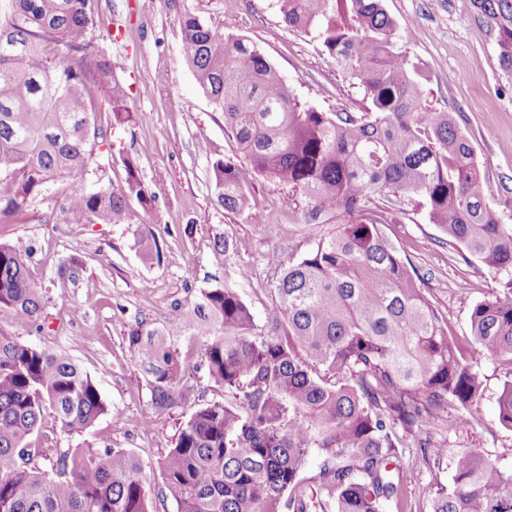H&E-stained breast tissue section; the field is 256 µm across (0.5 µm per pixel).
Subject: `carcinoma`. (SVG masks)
<instances>
[{"label":"carcinoma","mask_w":512,"mask_h":512,"mask_svg":"<svg viewBox=\"0 0 512 512\" xmlns=\"http://www.w3.org/2000/svg\"><path fill=\"white\" fill-rule=\"evenodd\" d=\"M0 20V224H9L49 182L86 171L102 136L88 96L110 106L112 126L132 120L129 93L92 33L98 0H9ZM283 23L313 32L364 90L362 110L322 112L302 104L267 54L250 40L192 14L178 17L182 52L245 161L212 163L217 201L238 212L259 176L306 199L305 224L336 230L297 260L273 252L279 272L263 325L231 282L180 304L162 328L138 322L128 346L148 377L143 419L190 408L163 459L177 512H382L402 491V434L438 456L428 427L453 428L480 409L483 381L459 339L424 296L421 277L383 225L395 201L422 199L440 226L487 269L507 275L503 293L470 312L477 352L512 366V224L490 208L492 187L455 113L434 111L396 51V23L382 0H278ZM512 69V0H473ZM49 45L65 48L61 57ZM126 177L69 201L78 223L136 224L156 195L130 156ZM146 263L162 249L136 241ZM33 249L0 241V312L41 331L43 288ZM203 340L197 365L177 347ZM205 367L224 390L200 402L192 382ZM512 430V380L496 400ZM65 434L94 427L108 407L68 356L21 344L0 330V512H156L145 466L123 448H43L32 442L44 412ZM320 455L313 500L303 470ZM431 512H512V472L470 450L455 456L450 486Z\"/></svg>","instance_id":"obj_1"}]
</instances>
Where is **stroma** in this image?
<instances>
[{
	"label": "stroma",
	"mask_w": 512,
	"mask_h": 512,
	"mask_svg": "<svg viewBox=\"0 0 512 512\" xmlns=\"http://www.w3.org/2000/svg\"><path fill=\"white\" fill-rule=\"evenodd\" d=\"M396 21L394 46L406 53L409 73L430 108L456 113L461 132L475 149L481 174L494 187L489 200L502 223L512 224V69H504L494 34L479 20L472 0H384ZM93 37L127 87L133 123L112 128L107 102L92 94L103 130L84 177L48 184L0 238L22 239L34 248L31 273L45 290L44 330L36 334L9 315L0 329L23 343L58 351L73 359L92 379L110 413L93 434L65 435L46 417L37 444L76 448L89 439L123 448L145 464L146 487L158 512H177L166 489L160 462L171 448L186 411L159 413L152 425L143 415L150 391L147 376L128 347L127 334L138 321L157 326L178 318L179 303L209 287L213 279L238 280L255 319L273 299L277 271L268 265L277 252L295 260L313 249L334 227L301 223L303 199L289 201L287 187L257 178L250 204L241 212L224 211L214 191L212 163L234 154L224 116L200 89L182 56L177 19L191 13L242 35L268 55L301 102L324 112L359 111L363 91L314 34L288 29L277 0H98ZM207 151H200L199 143ZM136 158L140 175L157 193L137 224H76L68 213L73 195L89 193L125 179L120 155ZM384 230L423 278L422 286L449 331L471 345L469 314L480 300L498 294L501 279L475 258H462L441 229L431 224L418 200L393 211ZM155 235L163 248L161 263L142 261L135 241L141 232ZM223 232L229 248L223 258L213 250L214 232ZM78 259L76 280L58 278L61 261ZM468 290H461V283ZM484 397L481 413L454 428H430L439 459L407 452L401 462L404 503L387 502L384 512H428L438 486L451 482L454 456L471 450L512 471V431L502 427L496 398L512 369L481 362Z\"/></svg>",
	"instance_id": "obj_1"
}]
</instances>
